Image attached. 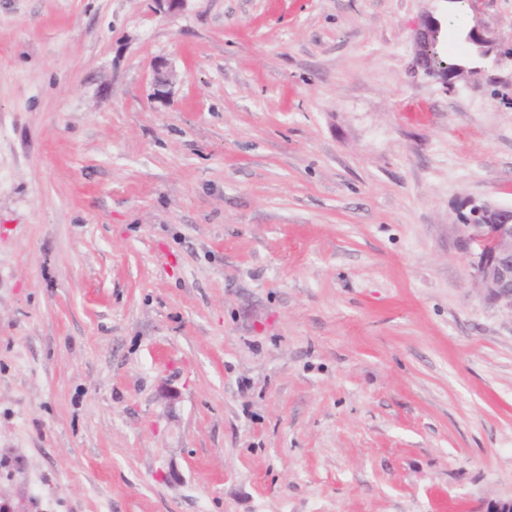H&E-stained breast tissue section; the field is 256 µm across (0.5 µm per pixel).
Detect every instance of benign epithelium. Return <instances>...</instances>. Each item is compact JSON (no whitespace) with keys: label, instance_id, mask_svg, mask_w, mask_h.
<instances>
[{"label":"benign epithelium","instance_id":"benign-epithelium-1","mask_svg":"<svg viewBox=\"0 0 512 512\" xmlns=\"http://www.w3.org/2000/svg\"><path fill=\"white\" fill-rule=\"evenodd\" d=\"M439 2V8L425 13L418 21L415 56L410 70L412 74H421L452 94L459 85H469L477 82V79L471 72L463 70L450 81L440 70L427 64L434 48L433 34L448 26V0ZM473 30L489 49L496 67L512 65V54L503 49L504 41L494 31L480 21L476 22ZM458 210L469 211L468 220L459 221L458 245L469 259L472 276L482 288L485 301L512 310V207L465 197L460 201Z\"/></svg>","mask_w":512,"mask_h":512}]
</instances>
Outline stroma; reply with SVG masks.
<instances>
[{"instance_id":"obj_1","label":"stroma","mask_w":512,"mask_h":512,"mask_svg":"<svg viewBox=\"0 0 512 512\" xmlns=\"http://www.w3.org/2000/svg\"><path fill=\"white\" fill-rule=\"evenodd\" d=\"M468 4L449 52L512 37ZM434 7L0 0V512L512 498L456 210L512 206V109L409 74Z\"/></svg>"}]
</instances>
